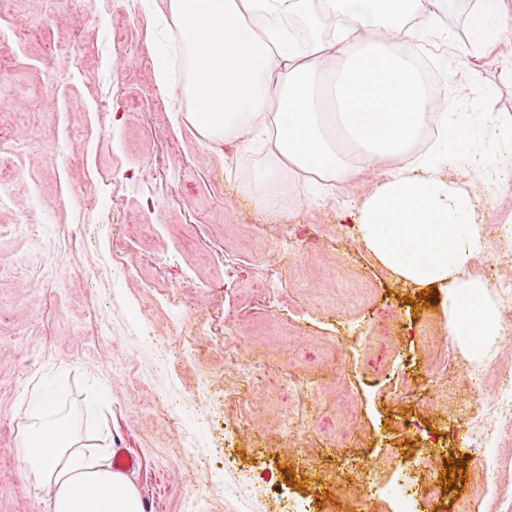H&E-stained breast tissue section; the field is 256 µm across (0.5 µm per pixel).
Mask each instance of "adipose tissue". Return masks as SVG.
<instances>
[{
    "label": "adipose tissue",
    "mask_w": 512,
    "mask_h": 512,
    "mask_svg": "<svg viewBox=\"0 0 512 512\" xmlns=\"http://www.w3.org/2000/svg\"><path fill=\"white\" fill-rule=\"evenodd\" d=\"M448 0H168L162 14L188 56L187 75L156 70L160 89L190 105V122L236 153L251 137L271 147L249 193L273 205L286 175L343 189L383 167L356 205L355 229L400 278L436 284L448 300V334L483 354L503 332L486 284L468 268L483 248L473 205L447 176L465 164L482 182L504 186L503 158L473 136L455 95L437 96L411 61L427 46L447 48L436 82L455 87L480 61L512 47V0H480L473 31L449 43ZM301 19L308 45L287 34ZM334 72H327L324 51ZM32 421L15 448L20 475L53 488L48 512H142L135 486L78 444L42 384L26 398Z\"/></svg>",
    "instance_id": "adipose-tissue-1"
}]
</instances>
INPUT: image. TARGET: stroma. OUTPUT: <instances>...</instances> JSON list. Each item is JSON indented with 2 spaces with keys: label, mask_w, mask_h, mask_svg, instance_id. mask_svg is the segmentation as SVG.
I'll return each mask as SVG.
<instances>
[{
  "label": "stroma",
  "mask_w": 512,
  "mask_h": 512,
  "mask_svg": "<svg viewBox=\"0 0 512 512\" xmlns=\"http://www.w3.org/2000/svg\"><path fill=\"white\" fill-rule=\"evenodd\" d=\"M166 4L0 8V512H46L47 488L20 478L13 452L37 381L82 441L102 432L109 454L134 457L126 474L155 512H281L283 492L308 512H398L407 490L417 512H512V428L470 447L460 406L492 401L512 373V312L497 288L512 277L498 243L512 192L461 183L485 244L469 272L506 328L477 357L450 341L442 289L420 298L356 235L347 210L374 173L323 199L290 175L285 203H254L245 182L258 153L207 141L156 84L172 50L151 37ZM477 83L459 85L460 111L512 126L504 69L483 66ZM285 238L294 246L276 257ZM233 330L253 379L224 352ZM284 373L297 390H271ZM285 416L298 462L274 452ZM425 430L460 460L450 488L414 449ZM358 463L375 486L354 495ZM300 467L307 476L290 479ZM243 478L255 489L245 500Z\"/></svg>",
  "instance_id": "obj_1"
}]
</instances>
